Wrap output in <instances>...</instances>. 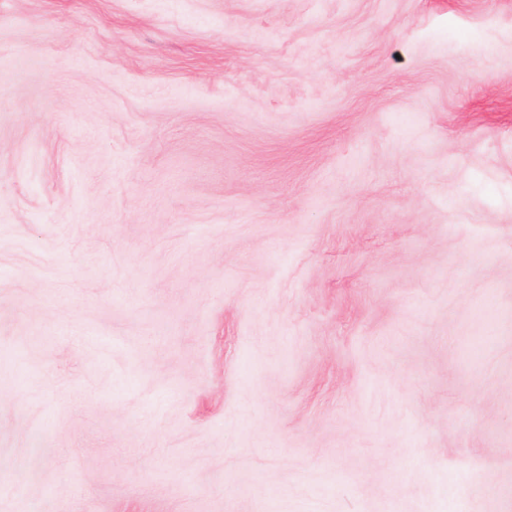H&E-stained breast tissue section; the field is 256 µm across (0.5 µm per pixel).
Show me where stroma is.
<instances>
[{
	"label": "stroma",
	"instance_id": "obj_1",
	"mask_svg": "<svg viewBox=\"0 0 512 512\" xmlns=\"http://www.w3.org/2000/svg\"><path fill=\"white\" fill-rule=\"evenodd\" d=\"M0 512H512V0H0Z\"/></svg>",
	"mask_w": 512,
	"mask_h": 512
}]
</instances>
